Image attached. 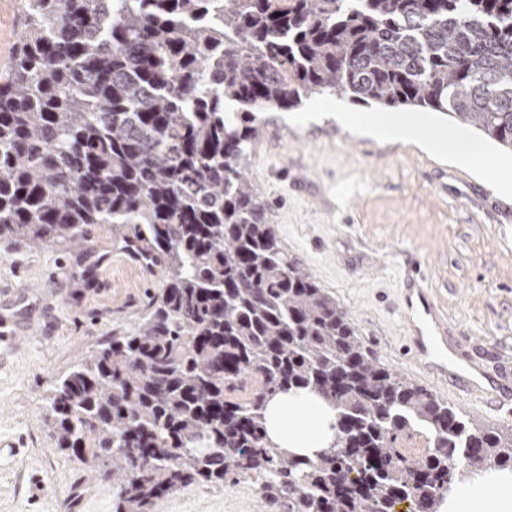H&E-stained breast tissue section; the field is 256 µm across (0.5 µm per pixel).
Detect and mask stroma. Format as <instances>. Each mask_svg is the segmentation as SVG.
I'll use <instances>...</instances> for the list:
<instances>
[{"mask_svg": "<svg viewBox=\"0 0 512 512\" xmlns=\"http://www.w3.org/2000/svg\"><path fill=\"white\" fill-rule=\"evenodd\" d=\"M354 121H338V113ZM421 120L438 132L456 120L417 108L356 105L318 95L294 111L262 113L249 175L289 257L336 298L374 356L448 402L466 420L512 430V413L472 404L452 387L412 371L397 306L402 273L416 263L463 335L512 361V191L499 166L512 152L469 129L487 156L459 164L417 144L364 133L374 119ZM109 225L91 226L75 250L0 241V313L14 292L39 330L0 345V512H112L119 487L110 474L60 454L46 424L55 380L112 332L134 327L162 271L121 260ZM107 269H99L101 255ZM154 512H279L258 489L197 484L159 499Z\"/></svg>", "mask_w": 512, "mask_h": 512, "instance_id": "obj_1", "label": "stroma"}]
</instances>
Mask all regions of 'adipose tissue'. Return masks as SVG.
Instances as JSON below:
<instances>
[{"instance_id": "obj_1", "label": "adipose tissue", "mask_w": 512, "mask_h": 512, "mask_svg": "<svg viewBox=\"0 0 512 512\" xmlns=\"http://www.w3.org/2000/svg\"><path fill=\"white\" fill-rule=\"evenodd\" d=\"M373 134L406 142L426 139L437 151L448 150L458 161L479 162L483 148L455 129L440 136L424 138L417 120L375 122ZM334 412L314 395H286L274 399L266 410V426L271 440L297 454L316 456L334 438ZM440 512H512V471H481L455 485Z\"/></svg>"}]
</instances>
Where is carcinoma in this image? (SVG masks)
I'll use <instances>...</instances> for the list:
<instances>
[{
    "label": "carcinoma",
    "instance_id": "1",
    "mask_svg": "<svg viewBox=\"0 0 512 512\" xmlns=\"http://www.w3.org/2000/svg\"><path fill=\"white\" fill-rule=\"evenodd\" d=\"M0 84V239L80 245L109 224L165 288L141 324L53 385L59 451L120 485L115 512L261 480L280 512H439L460 471L512 470L473 426L381 364L288 257L247 178L259 113L313 95L442 112L512 150V0H18ZM336 411L316 459L264 411ZM420 433L418 457L400 447Z\"/></svg>",
    "mask_w": 512,
    "mask_h": 512
}]
</instances>
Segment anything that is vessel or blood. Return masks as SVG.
Here are the masks:
<instances>
[{"label": "vessel or blood", "instance_id": "b4317fda", "mask_svg": "<svg viewBox=\"0 0 512 512\" xmlns=\"http://www.w3.org/2000/svg\"><path fill=\"white\" fill-rule=\"evenodd\" d=\"M398 309L408 331L410 360L420 376L499 409L512 404V375L488 371L479 348L466 344L419 270L405 272Z\"/></svg>", "mask_w": 512, "mask_h": 512}]
</instances>
